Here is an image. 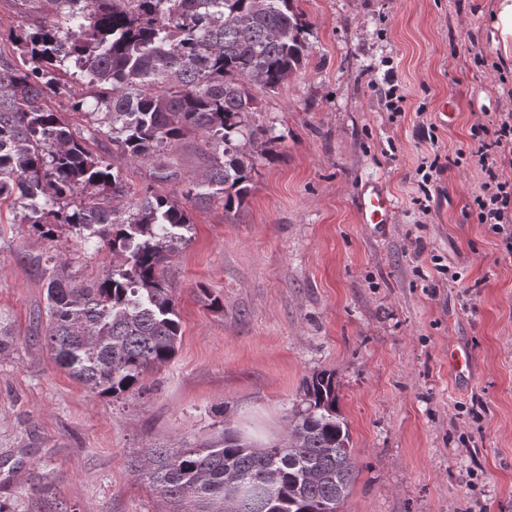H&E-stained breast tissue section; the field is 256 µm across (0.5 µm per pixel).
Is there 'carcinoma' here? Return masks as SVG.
Wrapping results in <instances>:
<instances>
[{"instance_id": "obj_1", "label": "carcinoma", "mask_w": 512, "mask_h": 512, "mask_svg": "<svg viewBox=\"0 0 512 512\" xmlns=\"http://www.w3.org/2000/svg\"><path fill=\"white\" fill-rule=\"evenodd\" d=\"M17 2L25 21L0 38V207L48 241L63 228L112 254L111 269L82 282L50 255L43 278L56 363L117 398L175 354L163 263L186 240L187 206L244 204L278 140L253 120L259 95L302 69L310 46L294 0ZM51 96L67 108L52 109ZM188 139L199 177L175 159ZM141 160L152 183L135 191L122 163ZM131 467L173 512H339L357 477L326 371L303 380L278 442L226 427L191 448H151Z\"/></svg>"}]
</instances>
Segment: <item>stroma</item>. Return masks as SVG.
I'll list each match as a JSON object with an SVG mask.
<instances>
[{"label": "stroma", "mask_w": 512, "mask_h": 512, "mask_svg": "<svg viewBox=\"0 0 512 512\" xmlns=\"http://www.w3.org/2000/svg\"><path fill=\"white\" fill-rule=\"evenodd\" d=\"M495 3L295 0L309 58L256 115L275 128L276 158L237 211L191 207V238L164 267L182 337L132 394L91 395L56 365L39 317L47 256L90 280L111 254L65 232L44 241L0 213L13 339L0 353V512H168L132 458L227 424L281 439L303 378L321 370L336 377L359 472L340 512H512V263L472 204L471 128L512 111ZM389 70L407 92L399 115L383 103ZM423 123L450 161L426 215L412 203ZM374 181L396 204L380 238L355 211ZM457 340L473 358L464 386L448 367Z\"/></svg>", "instance_id": "obj_1"}]
</instances>
